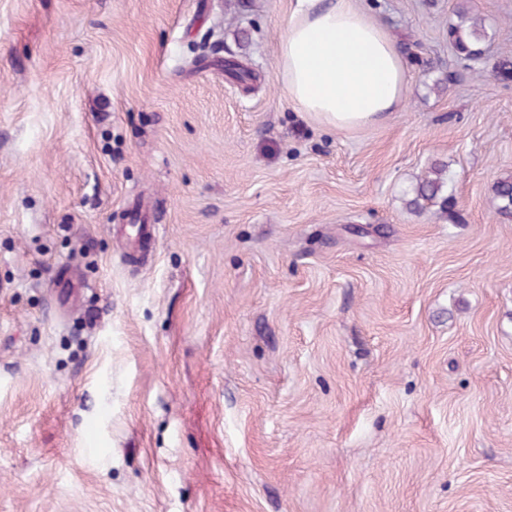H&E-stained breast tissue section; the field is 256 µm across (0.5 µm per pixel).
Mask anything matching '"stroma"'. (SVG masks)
Here are the masks:
<instances>
[{
    "instance_id": "1",
    "label": "stroma",
    "mask_w": 512,
    "mask_h": 512,
    "mask_svg": "<svg viewBox=\"0 0 512 512\" xmlns=\"http://www.w3.org/2000/svg\"><path fill=\"white\" fill-rule=\"evenodd\" d=\"M294 4L0 0V512H512V0H355L407 86L349 132ZM459 22L448 26V42L459 56L473 63L482 60L488 37L484 19L466 9L457 10ZM407 209L421 213L433 209L448 220L455 219V199L448 192V164H431L424 176L417 178L415 186L407 193ZM495 212L504 218L512 219V174L499 177L493 188Z\"/></svg>"
}]
</instances>
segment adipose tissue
Instances as JSON below:
<instances>
[{"label":"adipose tissue","mask_w":512,"mask_h":512,"mask_svg":"<svg viewBox=\"0 0 512 512\" xmlns=\"http://www.w3.org/2000/svg\"><path fill=\"white\" fill-rule=\"evenodd\" d=\"M277 67L300 111L337 131L381 120L407 80L393 43L354 0H296Z\"/></svg>","instance_id":"1"}]
</instances>
